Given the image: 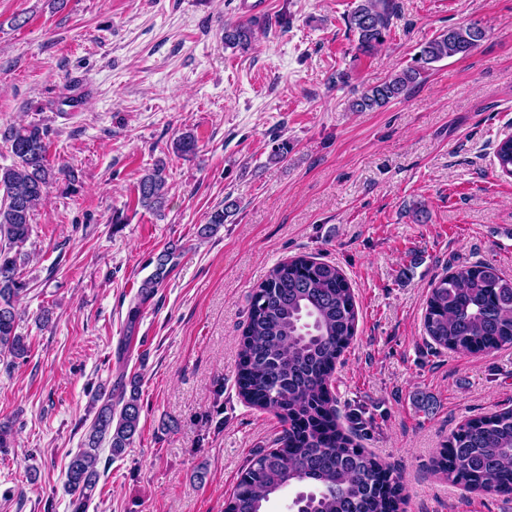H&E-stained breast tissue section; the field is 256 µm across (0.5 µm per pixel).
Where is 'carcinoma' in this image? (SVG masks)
Returning a JSON list of instances; mask_svg holds the SVG:
<instances>
[{
  "mask_svg": "<svg viewBox=\"0 0 512 512\" xmlns=\"http://www.w3.org/2000/svg\"><path fill=\"white\" fill-rule=\"evenodd\" d=\"M394 0H360L348 18L358 35L356 49L370 54L385 42ZM485 37L474 22L450 27L419 46L414 65L364 91L353 103L357 112L382 108L408 93L432 64L469 54ZM255 32L247 22L224 26V45L247 51ZM15 163L0 167V356L16 363L29 346L17 333L14 301L26 290L13 250L27 242L36 208L63 170L48 161L47 130L38 123L3 133ZM177 154L194 156L198 139L186 132L174 144ZM495 164L512 176V135L498 140ZM168 193L166 166L158 162L137 185V204L157 210ZM224 208L207 217L199 234L224 224ZM182 247L166 246L148 264L154 270L138 290L140 306L157 292L176 267ZM357 312L350 284L327 262L300 256L277 263L251 296L238 369L239 394L246 403L272 410L283 426L281 449L255 455L227 499L224 512H268L285 489L304 484L290 512H403L399 477L371 453L357 447L351 433L336 424L331 382L337 359L356 332ZM424 330L432 342L452 351L479 352L512 345V278L475 264L437 280L431 288ZM84 443L71 457L68 490L75 512H86L96 489L98 453L108 443L118 458L137 433L141 404L138 380L117 394L105 387ZM439 470L449 482L469 489L512 492V408L461 424L449 440Z\"/></svg>",
  "mask_w": 512,
  "mask_h": 512,
  "instance_id": "cac0c4a2",
  "label": "carcinoma"
}]
</instances>
